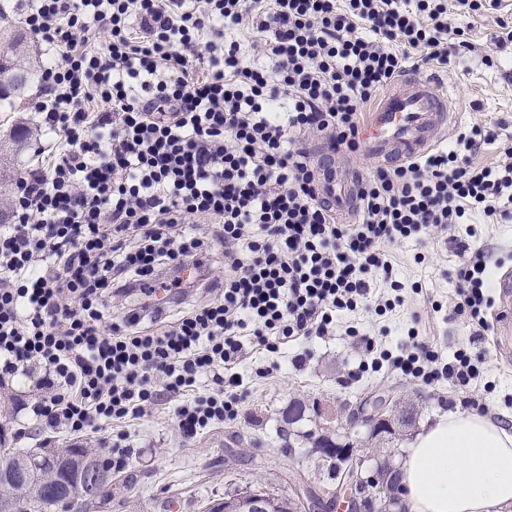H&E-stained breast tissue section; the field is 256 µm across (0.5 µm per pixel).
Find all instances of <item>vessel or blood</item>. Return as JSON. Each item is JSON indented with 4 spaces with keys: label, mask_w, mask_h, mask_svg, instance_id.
Returning a JSON list of instances; mask_svg holds the SVG:
<instances>
[{
    "label": "vessel or blood",
    "mask_w": 512,
    "mask_h": 512,
    "mask_svg": "<svg viewBox=\"0 0 512 512\" xmlns=\"http://www.w3.org/2000/svg\"><path fill=\"white\" fill-rule=\"evenodd\" d=\"M434 74L404 72L377 99L363 126L369 151L393 163L420 155L436 144L448 125L449 97ZM317 163L319 193L337 214H351L356 205V179L338 172L334 154L320 146Z\"/></svg>",
    "instance_id": "obj_1"
}]
</instances>
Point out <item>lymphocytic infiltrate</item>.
<instances>
[{
	"mask_svg": "<svg viewBox=\"0 0 512 512\" xmlns=\"http://www.w3.org/2000/svg\"><path fill=\"white\" fill-rule=\"evenodd\" d=\"M52 51L35 104L53 133L9 191L0 226V384L38 367L31 407L85 434L184 398L192 436L238 414L247 345L325 336L341 314L402 305L391 248L476 212L512 217V146L497 166L453 144L380 167L337 222L306 147H360L368 107L405 69L473 52L460 18L496 24L502 0H22ZM210 238L196 235L199 221ZM456 313L487 327V262L459 270ZM170 321L153 315L156 294ZM128 298L113 312L115 297ZM403 375L467 386L471 357L440 364L426 342L392 360Z\"/></svg>",
	"mask_w": 512,
	"mask_h": 512,
	"instance_id": "lymphocytic-infiltrate-1",
	"label": "lymphocytic infiltrate"
}]
</instances>
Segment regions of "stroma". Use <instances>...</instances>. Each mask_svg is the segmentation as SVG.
I'll use <instances>...</instances> for the list:
<instances>
[{"mask_svg":"<svg viewBox=\"0 0 512 512\" xmlns=\"http://www.w3.org/2000/svg\"><path fill=\"white\" fill-rule=\"evenodd\" d=\"M469 37L478 54L444 72L455 114L442 137L454 141L464 127L475 123L495 130L506 127V135H498L470 156L476 164L493 167L512 136V49L498 51L494 27L477 19L471 22ZM484 53L498 55L499 68L482 65ZM40 94V86H33L14 110L0 111V148L6 153L0 162L1 195L21 173L37 165V148L51 143L34 109ZM17 126L29 131L27 141L19 145L8 141ZM462 244L487 255L491 280L512 272V220L487 224L477 217L452 226L444 240H407L393 249L404 284L403 306L381 317L365 311L349 315L358 329L354 336L340 327L329 336L282 345L275 353L246 354L236 367L242 385L235 419L212 422L186 438L175 424L174 403L163 401L147 416L129 422L134 453L129 466L117 475L109 512H206L210 502L230 490L262 488L288 496L302 483L321 487L328 481V468L312 453L316 441L344 430L349 413L372 392L423 406L416 426L371 452L375 464L397 463L419 427L450 410L475 408L493 420L512 421V365L497 358L492 333L454 311ZM412 330L433 343L442 362H451L458 350H467L479 369L478 378L463 388L445 379L428 385L393 371L387 361H376L360 343L361 336L373 337L396 356L409 344ZM40 396L33 373L17 374L0 386V434L6 447L36 448L46 443L53 448L71 444L99 448L98 438L55 432L35 421L29 406ZM18 400L26 403V410H15ZM295 400L306 404L307 413L304 421L290 428L293 451L288 454L277 429L282 412Z\"/></svg>","mask_w":512,"mask_h":512,"instance_id":"obj_1","label":"stroma"}]
</instances>
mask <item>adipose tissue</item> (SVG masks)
I'll return each instance as SVG.
<instances>
[{
    "label": "adipose tissue",
    "mask_w": 512,
    "mask_h": 512,
    "mask_svg": "<svg viewBox=\"0 0 512 512\" xmlns=\"http://www.w3.org/2000/svg\"><path fill=\"white\" fill-rule=\"evenodd\" d=\"M398 472L403 512H512V429L476 412L439 416Z\"/></svg>",
    "instance_id": "obj_1"
}]
</instances>
